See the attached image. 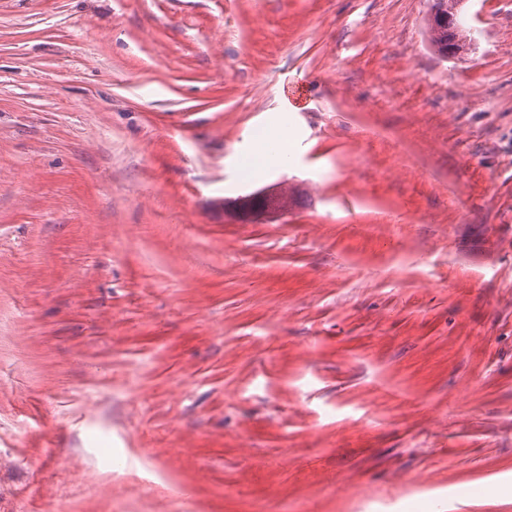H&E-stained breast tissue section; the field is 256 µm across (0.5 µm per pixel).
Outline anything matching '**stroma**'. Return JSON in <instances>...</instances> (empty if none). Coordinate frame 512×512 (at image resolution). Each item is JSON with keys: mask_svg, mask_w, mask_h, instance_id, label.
<instances>
[{"mask_svg": "<svg viewBox=\"0 0 512 512\" xmlns=\"http://www.w3.org/2000/svg\"><path fill=\"white\" fill-rule=\"evenodd\" d=\"M428 10L0 0V512H512V0ZM461 0H431L429 1V12L427 18V29L429 33V42L434 50L441 56L448 46L457 49L465 48L467 42L471 41V30L463 26L460 20ZM432 10L442 12L452 18L451 25H442L437 23L433 25L430 18Z\"/></svg>", "mask_w": 512, "mask_h": 512, "instance_id": "1", "label": "stroma"}]
</instances>
